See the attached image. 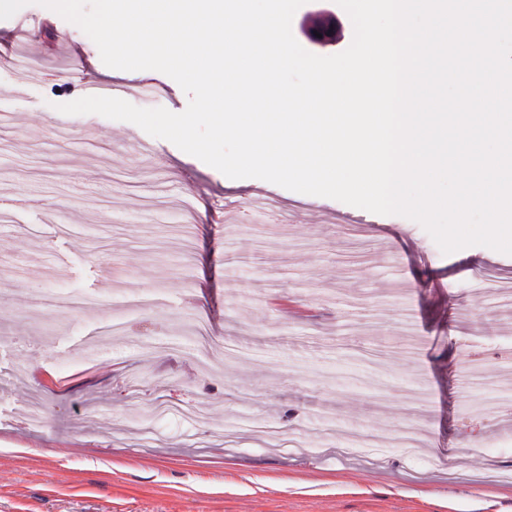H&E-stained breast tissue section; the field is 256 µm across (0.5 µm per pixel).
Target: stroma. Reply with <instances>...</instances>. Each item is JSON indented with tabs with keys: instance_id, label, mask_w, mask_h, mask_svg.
Returning <instances> with one entry per match:
<instances>
[{
	"instance_id": "stroma-1",
	"label": "stroma",
	"mask_w": 512,
	"mask_h": 512,
	"mask_svg": "<svg viewBox=\"0 0 512 512\" xmlns=\"http://www.w3.org/2000/svg\"><path fill=\"white\" fill-rule=\"evenodd\" d=\"M327 15L334 38L310 41ZM292 33L329 56L353 26L306 0ZM1 34L0 512H512V405L494 402L512 301L489 285L512 282V255H445L408 218L62 114L89 86L148 83L132 104L173 112L188 97L119 76L42 6ZM57 293L83 309L56 313Z\"/></svg>"
}]
</instances>
